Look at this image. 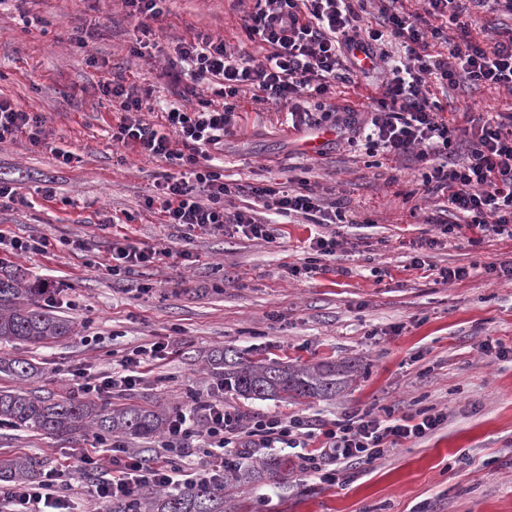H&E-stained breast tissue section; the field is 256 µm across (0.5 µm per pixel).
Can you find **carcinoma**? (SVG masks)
<instances>
[{"label": "carcinoma", "mask_w": 512, "mask_h": 512, "mask_svg": "<svg viewBox=\"0 0 512 512\" xmlns=\"http://www.w3.org/2000/svg\"><path fill=\"white\" fill-rule=\"evenodd\" d=\"M39 288H23L12 276L0 277V343L47 344L74 332L70 320L40 306L34 299ZM212 375L224 387L256 399L332 398L352 381L353 366L334 361L314 364L252 361L234 348L224 347L208 357ZM0 373L17 386L0 390V421L55 439L73 440L90 433L97 437L126 436L149 439L162 433L170 417L154 406L124 403L112 406L94 400L80 401L37 394L27 383L39 369L25 359L0 356ZM291 461L272 458L258 467L231 470L224 483L201 482L179 492L152 489L140 498L145 512H224V484L250 485L277 481L288 473ZM44 461L35 455L16 453L0 457V479L26 482L42 473Z\"/></svg>", "instance_id": "1"}]
</instances>
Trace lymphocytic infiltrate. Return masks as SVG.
I'll return each mask as SVG.
<instances>
[{
	"instance_id": "lymphocytic-infiltrate-1",
	"label": "lymphocytic infiltrate",
	"mask_w": 512,
	"mask_h": 512,
	"mask_svg": "<svg viewBox=\"0 0 512 512\" xmlns=\"http://www.w3.org/2000/svg\"><path fill=\"white\" fill-rule=\"evenodd\" d=\"M397 2L379 0L378 25L366 28L353 0H256L253 12L241 21L250 36L269 46L264 61L247 58L223 39L200 32L177 44L168 62L169 74L178 77L186 64L195 82L221 79L227 96L249 90L255 101L287 105L296 129L327 124L354 132L368 127L369 150L414 158L422 170V190L444 196L450 214L464 218L468 230L481 237H512V113H499L494 122L470 117L460 125L445 115L431 92L435 85L470 91L489 86L512 95V0H472L468 5L462 0H421L419 13L401 11ZM471 5L506 18L493 29L488 43L475 41L461 19ZM448 23L455 25L456 36H446ZM386 37L400 41L406 56L392 67L368 111L349 108L317 117L301 106L303 95L323 98L337 83L351 81L362 59L378 64L377 45ZM433 38L445 42L447 55L428 54ZM99 90L111 97L119 114L112 127L113 145L152 158L179 160L181 175L164 176L156 185L167 223L269 239L266 226L250 213L224 208L225 198L241 187L225 182L214 170L211 153L224 148L231 112L174 108L166 114L169 129L164 132L142 118V99L121 80L104 78ZM44 126L42 114L0 98V143L23 134L31 145L45 144ZM250 192L265 207L288 217L311 222L322 218L330 224L346 221L341 202L323 203L304 181L294 188L254 186ZM110 255L105 271L117 277L173 257L174 252L141 248L122 235L113 239ZM161 350L156 343L137 346L126 352L120 372H75L72 385L97 398L117 389L134 390L159 367ZM445 419L442 413L398 414L390 409L382 416L347 413L330 426L300 415L249 420L218 398L172 416L152 456L100 439L94 448L79 453L76 466L55 467L38 480L0 487V512H72L67 477L74 469L92 476L88 492L98 507L121 501L127 512H138L140 486L177 490L221 481L251 448L295 449L303 473L335 485L353 466L386 458L404 441L428 438ZM105 446L110 454H102Z\"/></svg>"
}]
</instances>
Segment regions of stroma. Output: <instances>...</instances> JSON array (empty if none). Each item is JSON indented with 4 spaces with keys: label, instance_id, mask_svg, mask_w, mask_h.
<instances>
[{
    "label": "stroma",
    "instance_id": "obj_1",
    "mask_svg": "<svg viewBox=\"0 0 512 512\" xmlns=\"http://www.w3.org/2000/svg\"><path fill=\"white\" fill-rule=\"evenodd\" d=\"M251 8V0H165L163 16L146 31L123 0L0 5V97L42 113L49 140L0 143V179L28 200L1 206L0 225L43 233L50 242L46 254L8 259L0 271L27 288L56 282L52 310L76 324L73 336L19 344L10 354L41 368L33 383L40 394L66 397L69 372H116L129 349L164 344L161 368L129 398L170 415L217 396L249 416L330 421L385 407L447 415L429 438L402 443L343 484L321 483L295 465L284 488L229 486L226 512H512V280L486 271L512 255V238L490 235L474 245L468 229L442 233L449 219L444 201L423 197L415 163L367 154L343 138L307 154L303 132L288 127L287 108L256 103L247 92L226 97L221 84H197L188 75L177 83L168 77V55L196 32L262 60L265 46L241 25ZM78 26L89 33L86 44L71 38ZM111 72L150 103L144 118L152 124L161 123L166 106L231 110L235 124L215 159L225 181L307 180L325 201L343 202L346 223L288 218L246 192L227 198L226 209L252 211L271 240L166 223L147 199L163 175L181 168L113 146L117 115L99 90ZM385 75L381 68L337 84L332 104L365 109ZM187 85L196 95L183 97ZM433 92L442 106L474 117L512 107V95L498 89ZM54 145L74 154V162L57 159ZM45 186L52 198L42 197ZM334 231L342 246L321 258L320 271L303 273L310 242ZM118 235L178 255L120 280L102 275L96 266L108 261ZM73 239L90 240L92 250H72ZM418 255L426 266L414 267ZM456 266L468 267L469 277L439 276V269ZM487 343L510 353L485 355ZM224 346L253 361L349 360L357 371L329 400H248L218 388L206 367L209 354ZM93 442L90 435L65 442L5 427L0 456L25 452L52 468Z\"/></svg>",
    "mask_w": 512,
    "mask_h": 512
}]
</instances>
